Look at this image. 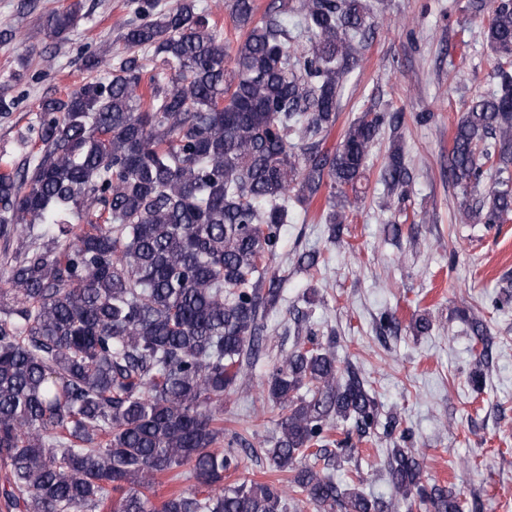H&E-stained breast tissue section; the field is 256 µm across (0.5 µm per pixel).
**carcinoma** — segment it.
Wrapping results in <instances>:
<instances>
[{"instance_id":"1","label":"carcinoma","mask_w":512,"mask_h":512,"mask_svg":"<svg viewBox=\"0 0 512 512\" xmlns=\"http://www.w3.org/2000/svg\"><path fill=\"white\" fill-rule=\"evenodd\" d=\"M111 79L91 78L38 104L39 151L0 173V240L19 247L0 269V507L5 512H383L341 488L320 462L351 458L380 404L336 358V339L303 333L263 392L279 409L264 449L274 480L224 484L244 439L224 429V394L241 386L263 318L281 301L268 264L289 204L325 195L321 219L359 184L380 132L379 170L402 203L412 181L405 115L368 110L336 125L346 75L374 27L371 0H282L256 15L232 0L243 36L234 54L197 0H132ZM83 0L46 15L63 40ZM300 17L292 31L281 14ZM499 83L464 105L448 150V181L489 177L463 216L493 227L512 218V0L483 27ZM158 70L139 91L147 64ZM351 422L333 437L338 422ZM410 434L388 460L397 502L460 512L456 496L422 481ZM167 477L195 481L155 506Z\"/></svg>"}]
</instances>
